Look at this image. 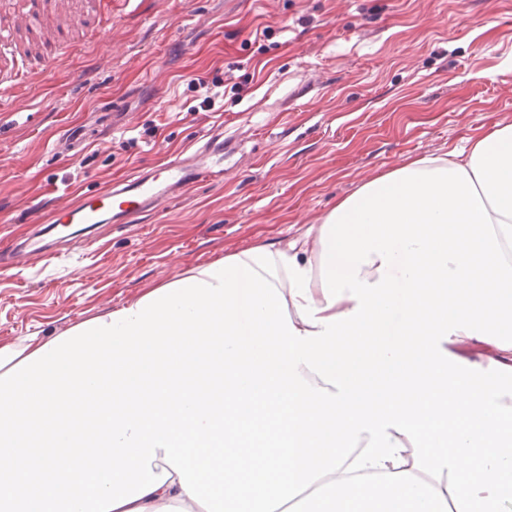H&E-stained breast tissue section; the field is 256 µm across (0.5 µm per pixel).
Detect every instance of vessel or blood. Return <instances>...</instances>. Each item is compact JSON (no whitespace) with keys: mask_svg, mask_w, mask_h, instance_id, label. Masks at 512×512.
I'll return each instance as SVG.
<instances>
[{"mask_svg":"<svg viewBox=\"0 0 512 512\" xmlns=\"http://www.w3.org/2000/svg\"><path fill=\"white\" fill-rule=\"evenodd\" d=\"M45 0H28L26 6L11 18L9 27H0V44L7 42L13 31L36 29L43 25ZM232 147L225 143L220 131L206 136L204 144L189 155L165 159L156 166L131 174L121 184L79 200L55 205L46 217L56 234L68 237L73 225H80L82 235H91L96 225L106 222L130 224L165 202L203 181H219L224 177V156ZM49 255L43 239L32 237L13 248L11 258L44 259Z\"/></svg>","mask_w":512,"mask_h":512,"instance_id":"1","label":"vessel or blood"}]
</instances>
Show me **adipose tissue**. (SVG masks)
<instances>
[{"label":"adipose tissue","instance_id":"1","mask_svg":"<svg viewBox=\"0 0 512 512\" xmlns=\"http://www.w3.org/2000/svg\"><path fill=\"white\" fill-rule=\"evenodd\" d=\"M0 512H512V125L0 347Z\"/></svg>","mask_w":512,"mask_h":512}]
</instances>
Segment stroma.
Returning <instances> with one entry per match:
<instances>
[{
    "label": "stroma",
    "mask_w": 512,
    "mask_h": 512,
    "mask_svg": "<svg viewBox=\"0 0 512 512\" xmlns=\"http://www.w3.org/2000/svg\"><path fill=\"white\" fill-rule=\"evenodd\" d=\"M76 29L10 57L55 53L42 81L0 85V253L46 217L48 184L107 189L216 126L236 152L222 182L0 267V346L282 247L364 182L512 124V0H112L111 21L85 10Z\"/></svg>",
    "instance_id": "35a3bbf8"
}]
</instances>
